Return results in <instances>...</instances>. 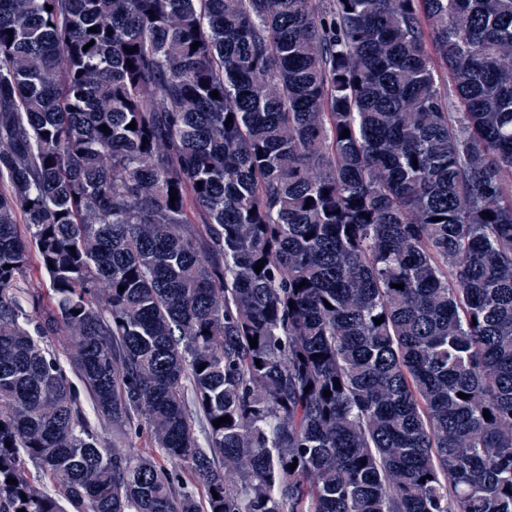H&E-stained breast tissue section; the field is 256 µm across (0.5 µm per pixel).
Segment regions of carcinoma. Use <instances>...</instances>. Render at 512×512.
<instances>
[{
  "label": "carcinoma",
  "instance_id": "obj_1",
  "mask_svg": "<svg viewBox=\"0 0 512 512\" xmlns=\"http://www.w3.org/2000/svg\"><path fill=\"white\" fill-rule=\"evenodd\" d=\"M20 509L512 512V0H0Z\"/></svg>",
  "mask_w": 512,
  "mask_h": 512
}]
</instances>
